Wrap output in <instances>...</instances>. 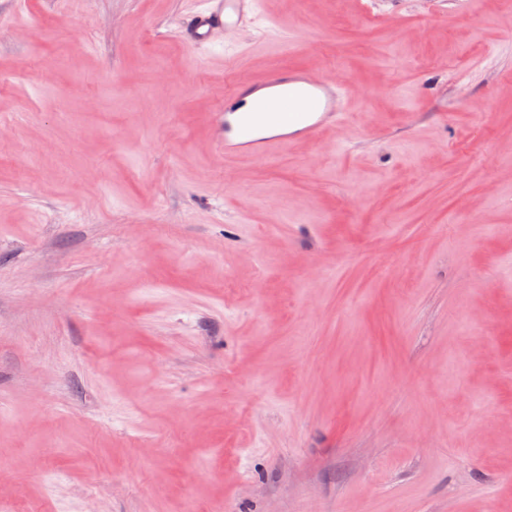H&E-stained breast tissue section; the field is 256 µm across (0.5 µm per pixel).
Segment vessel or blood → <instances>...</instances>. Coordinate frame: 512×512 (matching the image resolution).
Listing matches in <instances>:
<instances>
[{
    "instance_id": "vessel-or-blood-1",
    "label": "vessel or blood",
    "mask_w": 512,
    "mask_h": 512,
    "mask_svg": "<svg viewBox=\"0 0 512 512\" xmlns=\"http://www.w3.org/2000/svg\"><path fill=\"white\" fill-rule=\"evenodd\" d=\"M257 0H206L186 19L179 35L197 45L213 43L224 28L255 13ZM225 98L250 99L247 111L226 108L217 114L225 161L257 160L300 140L318 138L344 119L348 90L343 81L312 72L283 70L255 84L232 83Z\"/></svg>"
}]
</instances>
